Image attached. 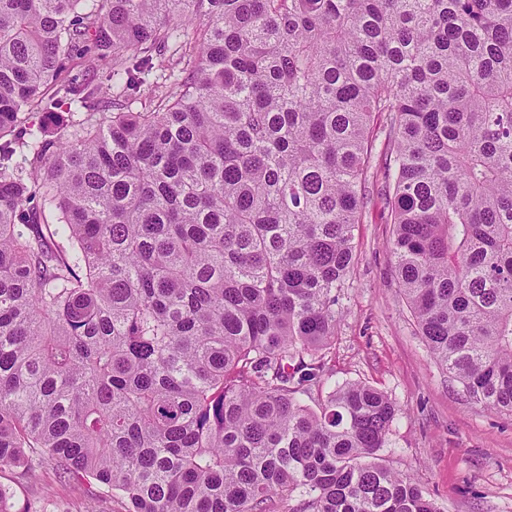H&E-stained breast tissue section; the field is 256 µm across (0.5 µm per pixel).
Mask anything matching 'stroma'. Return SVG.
Masks as SVG:
<instances>
[{
	"mask_svg": "<svg viewBox=\"0 0 512 512\" xmlns=\"http://www.w3.org/2000/svg\"><path fill=\"white\" fill-rule=\"evenodd\" d=\"M374 152L362 224L354 230V263L338 294L336 338L325 352L333 381H359L399 407L380 454L410 474L442 512H512V417L469 401L418 335L397 281L390 245L393 226ZM0 487L22 512L36 501L46 512H126L120 492L89 497L56 482L48 468L20 478L0 470Z\"/></svg>",
	"mask_w": 512,
	"mask_h": 512,
	"instance_id": "1",
	"label": "stroma"
}]
</instances>
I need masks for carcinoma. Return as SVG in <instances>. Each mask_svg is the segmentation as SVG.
Here are the masks:
<instances>
[{"label": "carcinoma", "instance_id": "obj_1", "mask_svg": "<svg viewBox=\"0 0 512 512\" xmlns=\"http://www.w3.org/2000/svg\"><path fill=\"white\" fill-rule=\"evenodd\" d=\"M51 94L85 117L49 133ZM377 118L420 336L511 416L512 0H0V469L127 512H441L377 455L396 403L323 392Z\"/></svg>", "mask_w": 512, "mask_h": 512}]
</instances>
